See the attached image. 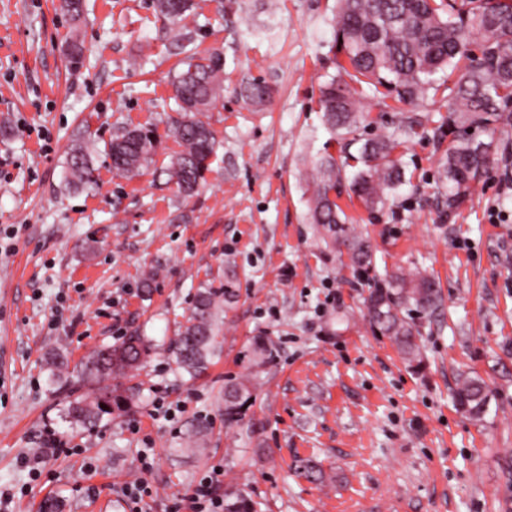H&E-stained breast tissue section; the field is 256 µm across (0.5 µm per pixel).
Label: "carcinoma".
Listing matches in <instances>:
<instances>
[{
    "label": "carcinoma",
    "mask_w": 512,
    "mask_h": 512,
    "mask_svg": "<svg viewBox=\"0 0 512 512\" xmlns=\"http://www.w3.org/2000/svg\"><path fill=\"white\" fill-rule=\"evenodd\" d=\"M157 14L176 22L193 8L192 0H156ZM333 48L352 69L349 77L374 90L386 89L404 102H415L429 91L443 90L448 97V116L432 133L448 146L439 159L440 179L447 189L448 211L465 201L471 183L477 181L495 161L492 143L480 139L512 127V0H462L460 7L447 0H338ZM456 76L449 83L436 82V75ZM224 85V62L220 55L187 57L186 67L172 81L181 118L175 121L174 137L180 150L171 156L170 180L185 195L193 194L210 160L216 154L217 139L201 116L208 111ZM246 97L263 104L268 88L260 82L245 87ZM320 110L333 131L354 134L365 121L347 83L331 81L321 92ZM427 131L421 121H400L397 129L381 131L364 140L348 159L354 169L351 186L370 210H382L391 201L404 177L402 137ZM157 140L152 130L134 128L112 139L109 155L121 162L113 169L134 176L152 162ZM95 168L82 150L72 152L68 182L90 186L96 182ZM341 169L325 152L312 161V196L308 220L322 240L338 252H346L351 264L367 270L374 264L370 244L345 224L336 204L340 193ZM236 297L232 281L224 289H198L193 310L167 347L179 369L196 378L208 369L220 352L218 318L221 304ZM441 294L435 280L425 272L393 273L378 282L366 301V318L374 331L390 337L406 358L419 356L418 329L401 311L413 305L424 312L436 310ZM152 352L151 341L135 333L119 345L94 351L72 377L64 355L50 361L51 378L60 384L74 383L73 391L104 378L135 376ZM252 380L241 378L224 386V422L241 420L251 399ZM492 390L478 375L464 376L454 391L460 409L481 419ZM139 393L133 386L117 383L89 399H75L67 417L92 428L103 417L133 411ZM224 512H256L251 500L242 495L226 498Z\"/></svg>",
    "instance_id": "cac0c4a2"
}]
</instances>
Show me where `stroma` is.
Wrapping results in <instances>:
<instances>
[{
  "label": "stroma",
  "instance_id": "1",
  "mask_svg": "<svg viewBox=\"0 0 512 512\" xmlns=\"http://www.w3.org/2000/svg\"><path fill=\"white\" fill-rule=\"evenodd\" d=\"M177 24L152 0H86L81 20L58 0H0V229L18 234L0 253V512H38L48 496L64 512H124L119 489L139 477L137 452L154 450L148 512L221 468V491L257 512H512V189L496 166L456 216L439 184L443 152L432 134L408 144L404 183L372 212L341 197L348 224L370 240L375 264L354 272L307 219L305 175L317 153L346 167L319 106L338 77L332 47L337 0H194ZM84 45L73 66L71 36ZM224 60V92L207 114L220 143L190 197L170 182L178 145L171 85L187 55ZM258 81L271 101L251 104ZM360 111L388 128L417 114L441 120L448 101L415 103L373 91ZM148 126L159 146L148 168L116 173L109 144ZM83 146L94 187L66 181L71 148ZM428 270L443 301L408 311L420 365L372 332L365 300L385 274ZM233 277L222 353L204 375L177 370L166 347L200 287ZM138 332L155 350L140 370L134 415L88 430L66 422L67 394L46 364L59 350L76 368L97 348ZM273 359L254 369L256 338ZM258 372L241 421L224 422V385ZM493 395L483 420L455 404L460 375ZM164 400L173 421L151 417ZM210 429L201 455L185 434ZM74 454L49 460L39 480L25 464L44 427ZM313 460L323 479L300 474Z\"/></svg>",
  "mask_w": 512,
  "mask_h": 512
}]
</instances>
